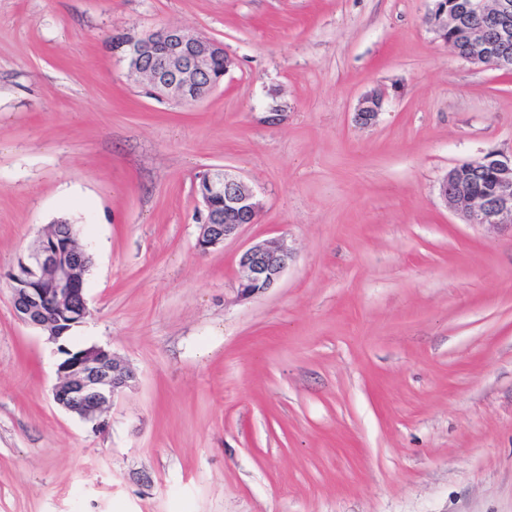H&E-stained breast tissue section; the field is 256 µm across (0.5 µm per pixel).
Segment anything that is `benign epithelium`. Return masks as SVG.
<instances>
[{
	"label": "benign epithelium",
	"mask_w": 512,
	"mask_h": 512,
	"mask_svg": "<svg viewBox=\"0 0 512 512\" xmlns=\"http://www.w3.org/2000/svg\"><path fill=\"white\" fill-rule=\"evenodd\" d=\"M426 22L447 42L460 59L497 69L512 67V0H433ZM220 42L183 27L164 26L136 38L112 41V50L127 60L131 70L147 84L148 94L158 100L191 104L217 87L230 71L233 60L224 56V68L214 70L213 59ZM384 93L374 90L358 102L356 119L371 125L382 111ZM489 179L490 189L476 191L464 179L461 165L451 168L441 182L446 206L461 213L469 224L512 223V158L486 156L467 161ZM201 199L197 249L206 254L237 236L240 229L257 221L260 204L254 191L222 168L206 169L195 177ZM72 225L54 226L42 235L36 248L8 274V288L17 318L48 332L59 342L90 315L85 294L92 256L73 241ZM280 242L251 244L240 255L239 295H261L279 281L292 261ZM55 402L67 412L93 424L107 426L105 415L115 398L133 386L134 371L110 351L96 345L79 349L76 360L57 365Z\"/></svg>",
	"instance_id": "benign-epithelium-1"
}]
</instances>
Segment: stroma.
I'll use <instances>...</instances> for the list:
<instances>
[{
	"instance_id": "obj_1",
	"label": "stroma",
	"mask_w": 512,
	"mask_h": 512,
	"mask_svg": "<svg viewBox=\"0 0 512 512\" xmlns=\"http://www.w3.org/2000/svg\"><path fill=\"white\" fill-rule=\"evenodd\" d=\"M432 8L0 0V512H512V228L439 195L512 154V72L457 58ZM169 24L236 60L200 102L112 52ZM219 166L261 211L203 254L194 178ZM62 217L93 257L70 342L137 374L101 433L6 286ZM259 241L295 259L242 300ZM384 93L374 90L365 94L358 102L356 108V119L361 125H371L378 119L382 111Z\"/></svg>"
}]
</instances>
